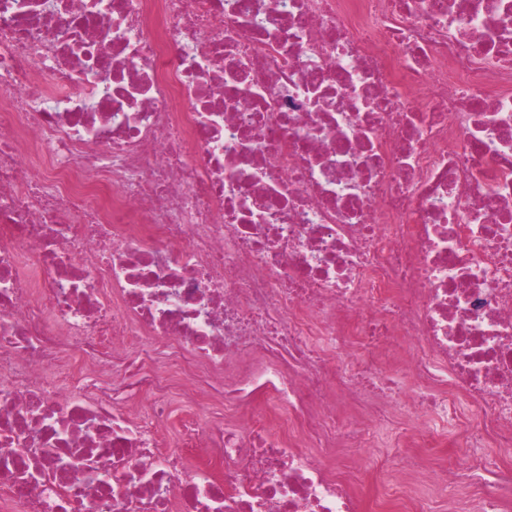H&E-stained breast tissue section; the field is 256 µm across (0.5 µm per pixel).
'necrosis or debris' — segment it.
<instances>
[{"label": "necrosis or debris", "mask_w": 512, "mask_h": 512, "mask_svg": "<svg viewBox=\"0 0 512 512\" xmlns=\"http://www.w3.org/2000/svg\"><path fill=\"white\" fill-rule=\"evenodd\" d=\"M452 427L512 447V0H0V512H512Z\"/></svg>", "instance_id": "necrosis-or-debris-1"}]
</instances>
